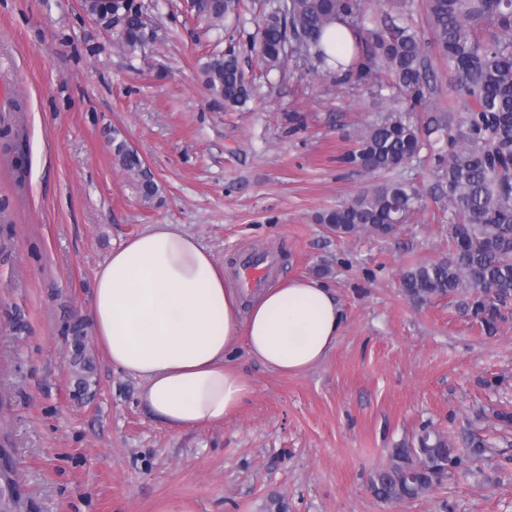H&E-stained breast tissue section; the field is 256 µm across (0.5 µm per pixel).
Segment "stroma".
Here are the masks:
<instances>
[{"label":"stroma","mask_w":512,"mask_h":512,"mask_svg":"<svg viewBox=\"0 0 512 512\" xmlns=\"http://www.w3.org/2000/svg\"><path fill=\"white\" fill-rule=\"evenodd\" d=\"M158 39L128 54L79 0H0V73L21 103L26 179L0 146V441L27 512H512V320L485 333L459 298L407 300L403 270L448 254L445 204L423 169L425 208L386 237H337L319 214L371 186L339 163L380 112L365 91L311 79L301 61L266 72L248 42L268 0L210 26L187 0H135ZM235 52L251 83L225 110L203 85L208 56ZM304 116L290 130L285 115ZM135 147L160 187L144 204L112 152ZM175 224L238 286L245 253L268 258L266 285L315 278L346 320L327 359L298 376L237 348L254 392L223 423L169 432L140 382L94 341V382L79 394L70 324L87 321L114 247ZM491 451L426 494L385 503L369 479L422 425Z\"/></svg>","instance_id":"1"}]
</instances>
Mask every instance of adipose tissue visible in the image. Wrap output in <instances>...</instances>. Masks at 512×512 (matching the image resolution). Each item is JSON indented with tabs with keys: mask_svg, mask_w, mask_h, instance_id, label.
Returning a JSON list of instances; mask_svg holds the SVG:
<instances>
[{
	"mask_svg": "<svg viewBox=\"0 0 512 512\" xmlns=\"http://www.w3.org/2000/svg\"><path fill=\"white\" fill-rule=\"evenodd\" d=\"M89 321L113 368L140 381L142 405L179 433L222 423L252 394L233 362L237 344L275 372L301 374L333 350L344 314L335 292L312 279L243 300L194 236L157 224L98 270Z\"/></svg>",
	"mask_w": 512,
	"mask_h": 512,
	"instance_id": "ef3b65f1",
	"label": "adipose tissue"
}]
</instances>
